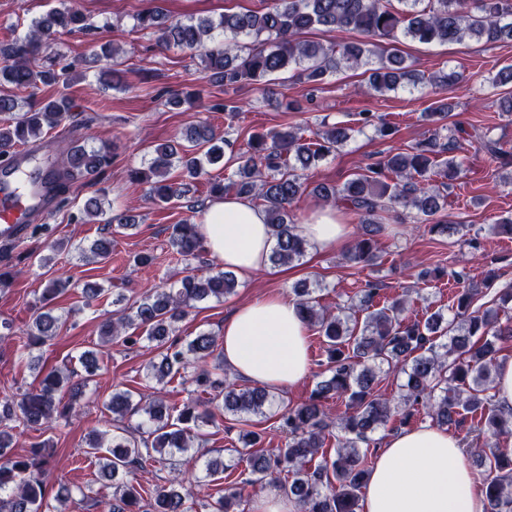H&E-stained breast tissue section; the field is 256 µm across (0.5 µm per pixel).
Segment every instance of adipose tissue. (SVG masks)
Here are the masks:
<instances>
[{
  "instance_id": "ef3b65f1",
  "label": "adipose tissue",
  "mask_w": 512,
  "mask_h": 512,
  "mask_svg": "<svg viewBox=\"0 0 512 512\" xmlns=\"http://www.w3.org/2000/svg\"><path fill=\"white\" fill-rule=\"evenodd\" d=\"M198 231L211 258L245 280L265 267L274 246L264 211L234 194L209 202ZM299 232L321 252L344 242L349 228L325 208ZM308 335L292 301L271 294L244 303L224 322V364L268 390L293 387L310 371ZM485 510L456 438L432 424L389 437L364 485L362 512Z\"/></svg>"
}]
</instances>
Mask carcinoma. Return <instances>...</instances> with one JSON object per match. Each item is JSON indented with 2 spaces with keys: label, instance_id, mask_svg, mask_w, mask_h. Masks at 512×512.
<instances>
[{
  "label": "carcinoma",
  "instance_id": "carcinoma-1",
  "mask_svg": "<svg viewBox=\"0 0 512 512\" xmlns=\"http://www.w3.org/2000/svg\"><path fill=\"white\" fill-rule=\"evenodd\" d=\"M134 27L151 31L161 49L199 53L205 77L226 87L260 82L293 66L304 83L318 88L345 63L365 69L370 89L380 95L419 84L443 94L455 84L457 73L440 70L427 77L406 64L396 43L402 38L423 44L512 41V0H270L261 12L226 13L216 21H174L152 8L135 16ZM319 27L355 31L365 40L324 45L301 39ZM89 29L78 0L33 20L23 37L0 47V84L22 89L64 82L74 64L49 55L48 49L60 31ZM16 108L13 96L0 94L1 159L71 119V103L65 96L45 99L34 112L18 113ZM454 108L443 96L424 116L439 123ZM470 137L465 127L455 124L444 138L435 133L406 152L365 165L341 185H318L309 191L298 171L343 147L349 140L348 128L334 123L310 139L293 127L254 134L236 155V169L210 182L208 196L232 191L260 201L274 239L270 261L278 266L305 256L307 241L296 232L290 207L308 191L318 201L341 205L359 217L360 232L346 259L374 265L378 251L372 233L398 207L412 209V223L448 232L450 226L442 223L448 206L444 190L462 173L454 152ZM478 139L491 157L508 161L499 140L483 130ZM226 143L211 127L193 125L179 138L158 145L148 165L130 169V181L147 185L155 203L168 204L179 196L169 180L171 168L177 166L183 176L195 179L204 173V165L224 164ZM111 162L110 153L101 149L80 146L71 151L54 174L60 202L68 199L75 179L94 178ZM169 243L178 261L186 264V275L152 287L128 306L122 297L113 300L117 309L102 323L101 336L108 343L121 338L132 345L142 340L153 344L160 358L146 366V378L159 382L207 359L218 363L193 377L196 388L210 395L205 408L196 400L179 409L161 395L136 400L128 389L113 390L106 403L112 413V436L93 432L84 448V455L99 461L100 477L112 483L110 512H195L191 492L182 491L186 473L180 469L179 456L203 442L202 428L214 423L218 412L245 423L277 414L288 434L285 447L247 458L251 477L246 482L256 485L285 473L290 479L288 496L299 512H358L361 489L370 474L373 435L397 419L407 423L420 410L443 426L457 423L463 414L470 417L471 431L487 445L473 457V463L485 468L481 493L486 512H512V449L500 447L512 437V409L497 404L493 375L503 345H512V316L505 314L512 287L499 289V306L486 307L479 296L490 290L492 278L480 287L464 268L442 270L437 276L446 275L459 285L450 315L437 311L422 321L404 317L410 299L382 300L381 287L374 281L366 282L335 312L321 306L307 284H295V304L321 338L328 375L316 383L307 400L286 405L268 389L230 377L214 334L201 332L185 341L173 337L175 325L192 304L219 301L232 294L238 282L234 274L215 270L204 260L198 225H172ZM88 252L83 260L106 261L112 256V237L96 239ZM70 287L68 278L49 280L31 324L22 335H1L0 341L12 344L22 358L57 336L61 317L49 304ZM132 329L141 333L134 335ZM78 363L80 372L73 369L65 375L52 369L38 387L0 400V512H52L46 482L52 440L38 443L25 457L14 448L18 430L50 427L75 415L100 370L98 353L92 350L81 353ZM391 372L404 377L396 400L378 390L382 375ZM330 399L345 402L343 415L331 416ZM135 415L142 420L125 423ZM330 440L336 444L331 454L324 451ZM155 464L172 473L165 483L145 488L127 480L135 468ZM204 468L205 477L219 482L228 465L219 454L204 461ZM239 495L236 488H225L210 504V512H230V502Z\"/></svg>",
  "mask_w": 512,
  "mask_h": 512
}]
</instances>
